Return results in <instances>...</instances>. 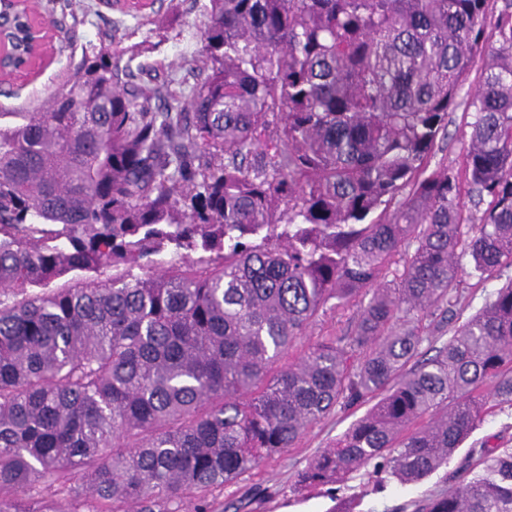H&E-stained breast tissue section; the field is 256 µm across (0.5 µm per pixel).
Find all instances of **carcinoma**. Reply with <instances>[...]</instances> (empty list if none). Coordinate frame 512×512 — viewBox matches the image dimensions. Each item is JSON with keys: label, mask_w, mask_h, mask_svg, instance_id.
Wrapping results in <instances>:
<instances>
[{"label": "carcinoma", "mask_w": 512, "mask_h": 512, "mask_svg": "<svg viewBox=\"0 0 512 512\" xmlns=\"http://www.w3.org/2000/svg\"><path fill=\"white\" fill-rule=\"evenodd\" d=\"M203 16L181 78L116 44L0 113V512H211L212 491L365 403L294 490L369 467L413 484L512 407V281L465 320L458 288L465 264L480 282L512 266V3ZM474 70L461 161L434 164ZM350 307L351 330L299 351ZM455 474L412 512H512V448ZM355 310L351 309L346 311L345 314L338 318L340 322L337 323V319L325 318V321L318 322L316 325H312L308 330V337L304 339L303 345L308 346L309 343H313L319 336H325L327 333L332 332L336 328L346 330L352 324L355 316Z\"/></svg>", "instance_id": "1"}]
</instances>
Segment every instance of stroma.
Returning a JSON list of instances; mask_svg holds the SVG:
<instances>
[{"mask_svg": "<svg viewBox=\"0 0 512 512\" xmlns=\"http://www.w3.org/2000/svg\"><path fill=\"white\" fill-rule=\"evenodd\" d=\"M204 0H156L155 9L169 20L167 31H157L146 16L126 14L102 7L99 0H33L43 20L75 25L77 36L65 41L60 29H53V53L37 75L18 81L15 94L0 93V112H19L43 102L60 89L80 62L87 44L104 47L105 32H113L122 47L140 46L141 61L158 62L176 75H183L201 47L200 29ZM366 406L336 409L302 438L298 447L264 463L215 494V512H329L334 501L359 497L357 512H403L406 504L447 486L459 460L470 448L482 443L497 444L499 437L512 438V408H495L481 427L468 437L446 468L419 484L386 486L374 491L367 479L357 478L337 486L334 495L304 498L294 494L295 472L319 451L332 445L352 423L363 416Z\"/></svg>", "mask_w": 512, "mask_h": 512, "instance_id": "stroma-1", "label": "stroma"}]
</instances>
